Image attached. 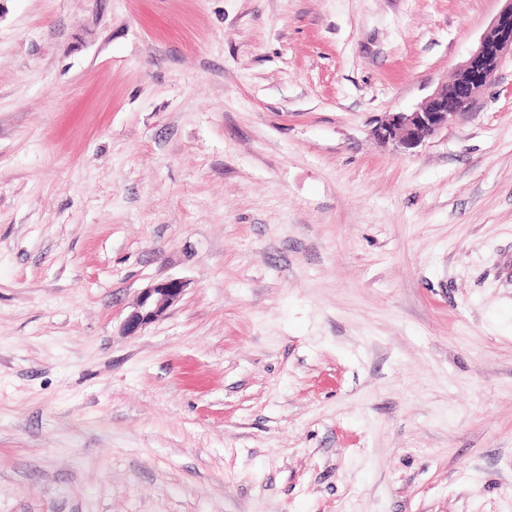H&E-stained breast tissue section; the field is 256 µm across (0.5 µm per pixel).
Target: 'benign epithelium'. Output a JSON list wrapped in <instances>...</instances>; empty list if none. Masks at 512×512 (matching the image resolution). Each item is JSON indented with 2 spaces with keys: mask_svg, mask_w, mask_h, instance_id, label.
Wrapping results in <instances>:
<instances>
[{
  "mask_svg": "<svg viewBox=\"0 0 512 512\" xmlns=\"http://www.w3.org/2000/svg\"><path fill=\"white\" fill-rule=\"evenodd\" d=\"M504 2L453 79L436 89L423 106L411 112L386 113L372 130L377 140L409 152L469 113L480 94L494 82L503 60L512 56V0ZM186 289V282L176 278L157 281L143 289L122 322V334L136 336L162 319Z\"/></svg>",
  "mask_w": 512,
  "mask_h": 512,
  "instance_id": "1",
  "label": "benign epithelium"
}]
</instances>
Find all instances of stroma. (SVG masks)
<instances>
[{"mask_svg": "<svg viewBox=\"0 0 512 512\" xmlns=\"http://www.w3.org/2000/svg\"><path fill=\"white\" fill-rule=\"evenodd\" d=\"M502 7L0 0V512H512ZM502 1L504 7L475 50L458 66L453 79L436 89L423 106L411 112H387L372 130L377 140L410 152L469 113L494 82L503 60L512 57V0ZM186 289V282L176 278L157 281L144 288L122 322V334L136 336L162 319L182 299Z\"/></svg>", "mask_w": 512, "mask_h": 512, "instance_id": "obj_1", "label": "stroma"}]
</instances>
